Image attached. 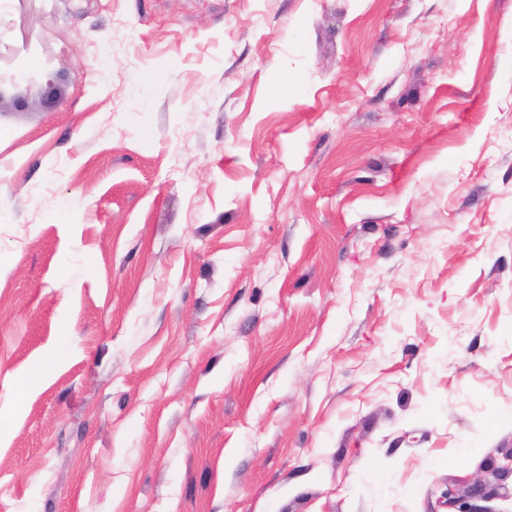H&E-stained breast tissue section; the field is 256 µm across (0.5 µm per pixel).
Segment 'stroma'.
I'll list each match as a JSON object with an SVG mask.
<instances>
[{"label": "stroma", "mask_w": 512, "mask_h": 512, "mask_svg": "<svg viewBox=\"0 0 512 512\" xmlns=\"http://www.w3.org/2000/svg\"><path fill=\"white\" fill-rule=\"evenodd\" d=\"M500 448L512 0H0V512H438Z\"/></svg>", "instance_id": "1"}]
</instances>
